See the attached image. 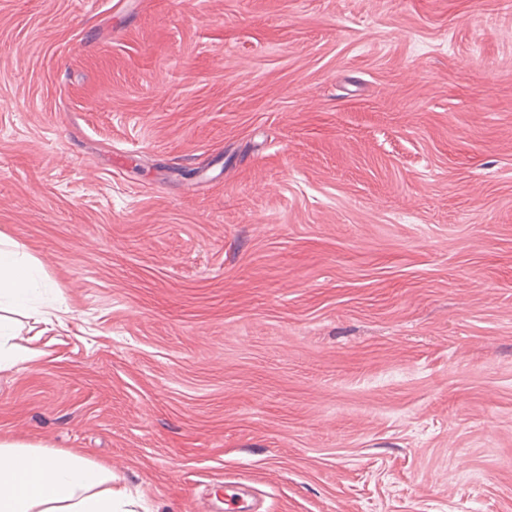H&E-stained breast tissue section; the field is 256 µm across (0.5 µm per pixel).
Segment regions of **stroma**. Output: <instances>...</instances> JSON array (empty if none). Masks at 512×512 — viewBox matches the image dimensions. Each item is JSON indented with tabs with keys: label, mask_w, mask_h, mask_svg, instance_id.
Segmentation results:
<instances>
[{
	"label": "stroma",
	"mask_w": 512,
	"mask_h": 512,
	"mask_svg": "<svg viewBox=\"0 0 512 512\" xmlns=\"http://www.w3.org/2000/svg\"><path fill=\"white\" fill-rule=\"evenodd\" d=\"M0 437L146 512H512V0H0ZM47 286L40 262L18 244L0 238V311L43 315L33 302ZM17 336L13 320L0 314V373L12 370L21 359L16 345L10 344Z\"/></svg>",
	"instance_id": "obj_1"
}]
</instances>
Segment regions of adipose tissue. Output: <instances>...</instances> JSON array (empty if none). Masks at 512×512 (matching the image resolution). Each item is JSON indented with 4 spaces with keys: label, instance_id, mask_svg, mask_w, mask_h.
I'll use <instances>...</instances> for the list:
<instances>
[{
    "label": "adipose tissue",
    "instance_id": "1",
    "mask_svg": "<svg viewBox=\"0 0 512 512\" xmlns=\"http://www.w3.org/2000/svg\"><path fill=\"white\" fill-rule=\"evenodd\" d=\"M47 285L39 261L18 244L0 239V373L20 356L12 314H29ZM111 471L73 454L0 439V512H135L136 500L114 486Z\"/></svg>",
    "mask_w": 512,
    "mask_h": 512
}]
</instances>
